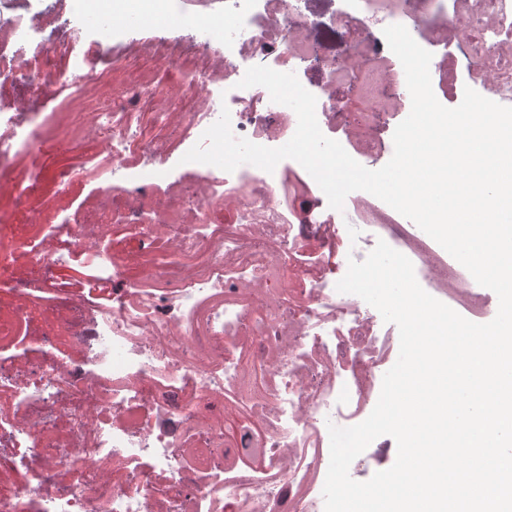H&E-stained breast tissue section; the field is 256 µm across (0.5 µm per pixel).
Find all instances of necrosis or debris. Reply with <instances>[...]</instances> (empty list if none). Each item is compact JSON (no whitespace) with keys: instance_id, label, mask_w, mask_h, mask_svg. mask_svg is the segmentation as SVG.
Returning a JSON list of instances; mask_svg holds the SVG:
<instances>
[{"instance_id":"necrosis-or-debris-1","label":"necrosis or debris","mask_w":512,"mask_h":512,"mask_svg":"<svg viewBox=\"0 0 512 512\" xmlns=\"http://www.w3.org/2000/svg\"><path fill=\"white\" fill-rule=\"evenodd\" d=\"M178 0L182 39L93 38L62 0H0V190L30 208L47 125L74 164L30 223L0 221V512H324L328 427L374 409L399 345L395 324L338 292L336 271L377 241L469 320L491 312L414 222L365 191L337 212L296 161L179 171L229 110L235 136L270 148L297 128L248 67L295 73L323 134L373 169L411 108L383 30L432 53L441 104L465 88L512 106V0ZM81 87L58 112L64 74ZM90 181L78 215L64 204ZM246 424L225 437L229 414ZM267 422L256 431L251 422ZM253 472L239 485L236 472Z\"/></svg>"}]
</instances>
